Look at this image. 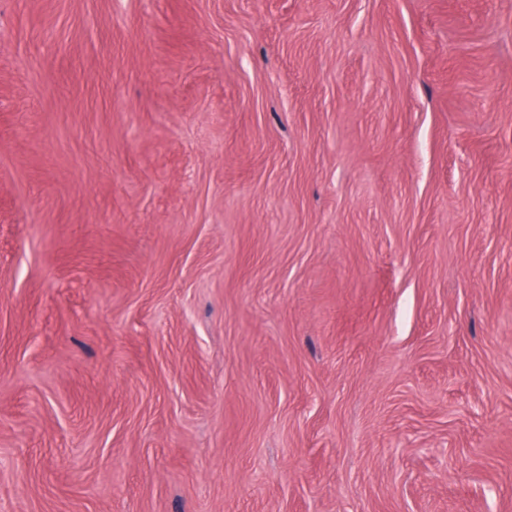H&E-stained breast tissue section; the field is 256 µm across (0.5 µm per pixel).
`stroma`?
<instances>
[{
    "mask_svg": "<svg viewBox=\"0 0 512 512\" xmlns=\"http://www.w3.org/2000/svg\"><path fill=\"white\" fill-rule=\"evenodd\" d=\"M0 512H512V0H0Z\"/></svg>",
    "mask_w": 512,
    "mask_h": 512,
    "instance_id": "35a3bbf8",
    "label": "stroma"
}]
</instances>
